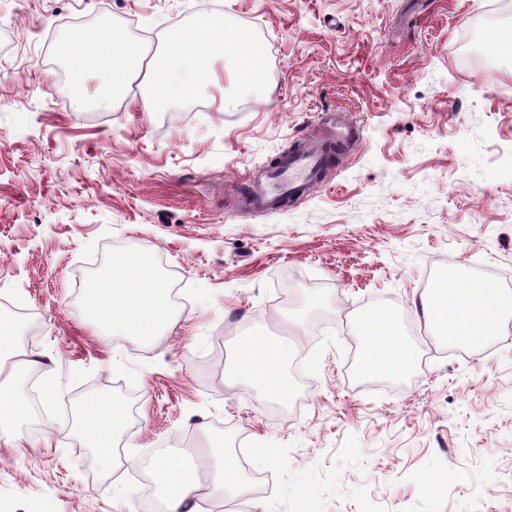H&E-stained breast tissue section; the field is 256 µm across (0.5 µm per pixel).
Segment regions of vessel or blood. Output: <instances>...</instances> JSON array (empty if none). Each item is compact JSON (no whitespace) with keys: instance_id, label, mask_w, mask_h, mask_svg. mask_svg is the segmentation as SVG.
Wrapping results in <instances>:
<instances>
[{"instance_id":"b4317fda","label":"vessel or blood","mask_w":512,"mask_h":512,"mask_svg":"<svg viewBox=\"0 0 512 512\" xmlns=\"http://www.w3.org/2000/svg\"><path fill=\"white\" fill-rule=\"evenodd\" d=\"M358 139L356 123L339 113L328 114L321 138L289 152L271 172L253 178L247 206L256 211H268L288 198L303 195L321 182L331 150H352Z\"/></svg>"}]
</instances>
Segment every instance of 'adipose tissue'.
<instances>
[{
    "mask_svg": "<svg viewBox=\"0 0 512 512\" xmlns=\"http://www.w3.org/2000/svg\"><path fill=\"white\" fill-rule=\"evenodd\" d=\"M229 52L237 58V81L247 87L257 83L258 53L225 39L223 25L212 16H198L191 28L169 34L166 53L151 62V92L142 99L143 110L157 111L196 87L216 82L215 64ZM61 53L79 73L97 75L106 93L124 91L145 57L141 44L106 32L91 40L69 39ZM420 312L444 339L477 347L502 335L504 321L512 315V293L484 280H466L421 298ZM83 314L110 335L154 341L171 322L174 302L166 281L132 250L113 259L88 282ZM359 331L365 371L396 375L410 368L413 351L393 315L367 318ZM15 332L12 319L1 317V440L17 436V423L27 411L19 380L39 365L36 353L16 344ZM227 373L273 400H287L290 393L285 349L267 336H253L240 344ZM127 419V408L109 398L83 402L79 409L80 437L104 471H113L118 464L117 436ZM155 477L164 489L162 512H207L209 500L244 491L241 466L225 452L220 437L210 440L205 476L187 475L181 457L170 453L156 462Z\"/></svg>",
    "mask_w": 512,
    "mask_h": 512,
    "instance_id": "obj_1",
    "label": "adipose tissue"
}]
</instances>
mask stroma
Segmentation results:
<instances>
[{
  "mask_svg": "<svg viewBox=\"0 0 512 512\" xmlns=\"http://www.w3.org/2000/svg\"><path fill=\"white\" fill-rule=\"evenodd\" d=\"M500 0H0V314L27 312L37 408L0 442V512H153L160 451L250 454L244 512H512V317L470 357L412 309L429 276L512 292V45ZM208 14L260 49L156 112L96 94L58 47L109 30L157 49ZM342 110L360 142L303 199L242 209L249 176ZM139 249L182 297L153 342L104 335L87 281ZM396 315L401 376L356 371L360 315ZM283 337L298 411L225 381L247 336ZM123 402L120 470L75 408Z\"/></svg>",
  "mask_w": 512,
  "mask_h": 512,
  "instance_id": "stroma-1",
  "label": "stroma"
}]
</instances>
